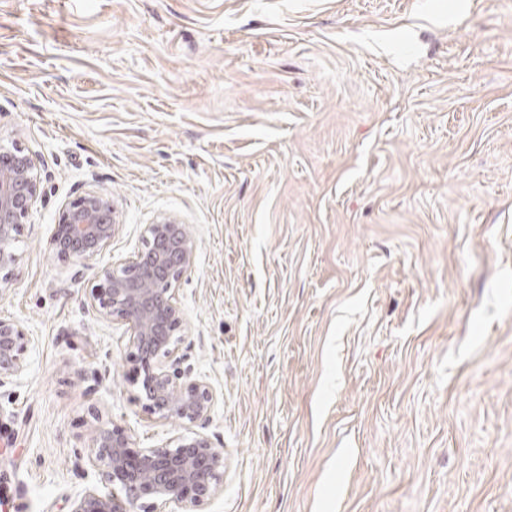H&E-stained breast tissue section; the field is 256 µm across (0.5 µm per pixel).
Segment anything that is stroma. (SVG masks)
<instances>
[{"instance_id": "1", "label": "stroma", "mask_w": 512, "mask_h": 512, "mask_svg": "<svg viewBox=\"0 0 512 512\" xmlns=\"http://www.w3.org/2000/svg\"><path fill=\"white\" fill-rule=\"evenodd\" d=\"M0 144L42 178L0 269L34 337L0 389V512L110 493L98 427L185 434L87 296L162 216L196 243L204 512H512V0H0ZM92 189L121 228L61 264ZM117 217L110 195L88 191L62 210L49 250L59 262L88 264L112 243L120 228Z\"/></svg>"}]
</instances>
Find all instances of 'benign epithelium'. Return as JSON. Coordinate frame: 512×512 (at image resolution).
Wrapping results in <instances>:
<instances>
[{"mask_svg": "<svg viewBox=\"0 0 512 512\" xmlns=\"http://www.w3.org/2000/svg\"><path fill=\"white\" fill-rule=\"evenodd\" d=\"M41 187L33 154L0 145V268L16 264L14 251L21 224L28 218ZM120 228L112 197L91 190L62 210L49 250L60 262L88 264L112 243ZM145 249L102 268L89 288L97 313L120 322L129 332L126 363L143 376L140 400L152 415L195 424L209 417L214 403L211 385L181 368L177 333L184 320L177 290L195 262L196 246L187 225L163 216L144 227ZM32 336L18 321L0 318V388L23 372V355ZM91 465L103 467L112 494L94 487L77 494L71 512H134L138 502L153 499L143 512H203L215 493L224 450L202 433L178 443L137 448L121 427L100 428L93 437Z\"/></svg>", "mask_w": 512, "mask_h": 512, "instance_id": "1", "label": "benign epithelium"}]
</instances>
